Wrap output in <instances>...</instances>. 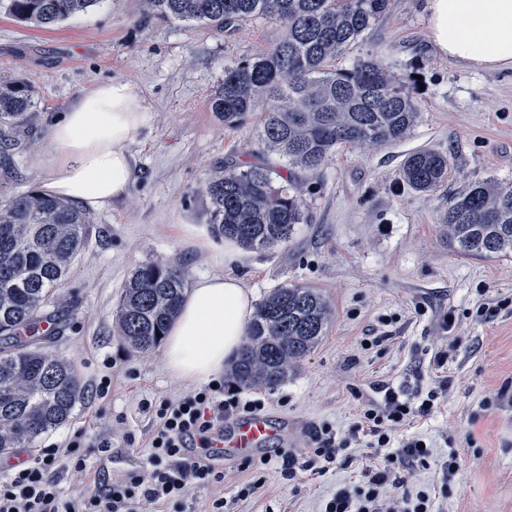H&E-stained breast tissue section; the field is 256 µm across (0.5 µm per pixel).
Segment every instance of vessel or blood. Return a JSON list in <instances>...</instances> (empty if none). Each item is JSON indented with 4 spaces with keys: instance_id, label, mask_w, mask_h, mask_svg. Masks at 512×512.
Masks as SVG:
<instances>
[{
    "instance_id": "obj_1",
    "label": "vessel or blood",
    "mask_w": 512,
    "mask_h": 512,
    "mask_svg": "<svg viewBox=\"0 0 512 512\" xmlns=\"http://www.w3.org/2000/svg\"><path fill=\"white\" fill-rule=\"evenodd\" d=\"M286 425L267 415H245L225 424L223 432L214 434L208 454L213 464L223 465L236 458L270 446L282 439Z\"/></svg>"
}]
</instances>
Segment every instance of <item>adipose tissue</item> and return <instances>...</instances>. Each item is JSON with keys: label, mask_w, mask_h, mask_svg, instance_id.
Segmentation results:
<instances>
[{"label": "adipose tissue", "mask_w": 512, "mask_h": 512, "mask_svg": "<svg viewBox=\"0 0 512 512\" xmlns=\"http://www.w3.org/2000/svg\"><path fill=\"white\" fill-rule=\"evenodd\" d=\"M425 2L439 53L477 70L512 69V0ZM147 118L143 98L125 79L81 94L49 127L43 190L94 210L120 201L137 172L128 143ZM254 303L236 277L195 280L165 339L170 374L196 383L219 377L238 352Z\"/></svg>", "instance_id": "obj_1"}]
</instances>
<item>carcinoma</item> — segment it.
<instances>
[{
  "mask_svg": "<svg viewBox=\"0 0 512 512\" xmlns=\"http://www.w3.org/2000/svg\"><path fill=\"white\" fill-rule=\"evenodd\" d=\"M99 0H0L14 20L52 28ZM390 0H143L160 20L200 23L222 31L256 18L278 21L284 36L272 48L224 69L210 111L228 127L261 113L263 161L230 163L206 186L210 224L218 237L247 249L290 240L306 221L292 173H315L346 145L382 146L407 136L417 104L383 60L348 69L339 57L387 12ZM33 107L27 87L0 81V142ZM448 156L430 148L409 154L401 179L419 192L448 181ZM448 243L465 257L512 252V185L475 183L448 201ZM90 233L75 204L28 192L0 201V454L25 448L67 422L81 395L71 365L31 349L28 332L65 279ZM176 265L149 261L126 280L117 311L124 342L148 351L177 314L186 292ZM332 309L320 289L286 284L255 309L231 368L244 386L273 389L325 335Z\"/></svg>",
  "mask_w": 512,
  "mask_h": 512,
  "instance_id": "carcinoma-1",
  "label": "carcinoma"
}]
</instances>
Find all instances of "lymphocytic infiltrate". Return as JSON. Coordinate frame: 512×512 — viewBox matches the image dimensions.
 <instances>
[{
    "mask_svg": "<svg viewBox=\"0 0 512 512\" xmlns=\"http://www.w3.org/2000/svg\"><path fill=\"white\" fill-rule=\"evenodd\" d=\"M381 402L361 408L347 437H338L330 424L313 426L308 448H277L246 467L291 482L300 470L317 462H333L340 451L366 444L368 465L356 483L345 486L326 501L323 512H440L446 487L432 485L404 491L403 473H413L438 461L442 471L455 473L458 455L438 457L423 438L404 440L397 434L406 422L433 411L441 394L408 393L406 387L383 386ZM262 400H244L225 392L223 379L211 380L178 400H141L139 409L151 415L154 426L148 452L132 469L103 480L95 492L64 493L61 469L86 466L82 434L51 443L34 457L0 473V512H142L144 506L184 512L189 492L223 483L224 473L204 454L210 433L223 429L226 419L241 412L263 409Z\"/></svg>",
    "mask_w": 512,
    "mask_h": 512,
    "instance_id": "f902f5d3",
    "label": "lymphocytic infiltrate"
}]
</instances>
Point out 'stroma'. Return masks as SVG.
I'll return each instance as SVG.
<instances>
[{
	"label": "stroma",
	"instance_id": "35a3bbf8",
	"mask_svg": "<svg viewBox=\"0 0 512 512\" xmlns=\"http://www.w3.org/2000/svg\"><path fill=\"white\" fill-rule=\"evenodd\" d=\"M282 36V26L265 19L217 33L148 18L141 0H99L50 29L0 14V77L26 84L34 101L14 145L0 149V197L40 189L49 124L96 83L126 79L149 109L129 143L137 178L120 202L88 211L89 238L55 291L57 310L45 313L57 330L37 338L41 350L73 366L84 393L67 423L33 446L0 454V469L80 432L89 444L86 467L65 473L62 485L91 491L102 470H125L146 453L152 421L139 401L176 399L191 388L169 374L163 346L141 353L117 335L125 281L137 265L159 261L179 265L190 283L218 272L235 276L259 301L290 283L318 287L331 301L325 336L286 382L241 390L287 423L289 447H306L314 425L347 434L379 385L406 381L425 391L444 382L447 399L407 432L457 449L460 471L451 476L433 465L407 476L406 489L445 483L446 512H512V254L461 256L442 230L449 198L469 184H512V70H474L442 58L429 39L425 0H391L336 65L389 60L418 103L417 122L399 142L346 147L316 173L298 174L307 223L285 244L245 249L215 266L205 256L224 241L208 222L206 184L226 161H257L260 122L227 128L208 97L225 68ZM420 148L449 158L448 181L436 191H415L399 177L404 159ZM447 315L455 326L445 334ZM444 346L448 362L439 369L433 357ZM106 377L103 396L98 384ZM127 430L137 451L122 439ZM105 436L114 459L104 468L95 444ZM364 463V450L342 454L326 471L299 472L290 484L267 478L243 499L240 484L259 474L228 460L223 485L192 492L185 510L206 512L220 496L224 512H321Z\"/></svg>",
	"mask_w": 512,
	"mask_h": 512
}]
</instances>
